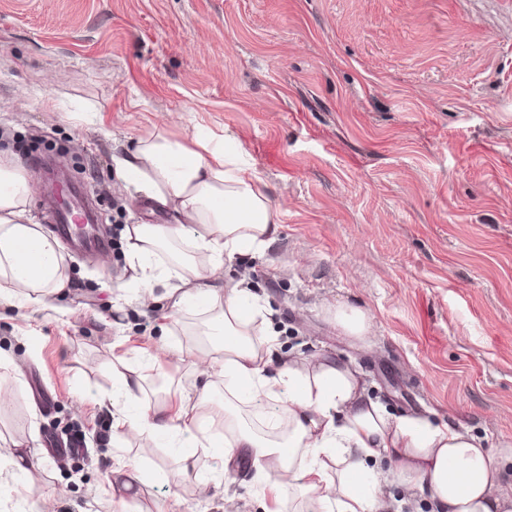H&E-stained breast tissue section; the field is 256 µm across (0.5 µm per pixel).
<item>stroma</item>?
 Instances as JSON below:
<instances>
[{"mask_svg": "<svg viewBox=\"0 0 512 512\" xmlns=\"http://www.w3.org/2000/svg\"><path fill=\"white\" fill-rule=\"evenodd\" d=\"M172 113L230 134L280 207L276 244L224 271L270 302L280 355L341 358L390 413L512 445V0H0V156L35 223L57 162L111 242L65 247L50 306L0 301V512H264L222 447L198 458L203 496L154 435L112 444L113 361L173 406L206 342L209 312L127 285L126 225L171 216L113 158ZM331 304L369 313L365 342ZM161 345L181 360L152 366Z\"/></svg>", "mask_w": 512, "mask_h": 512, "instance_id": "obj_1", "label": "stroma"}]
</instances>
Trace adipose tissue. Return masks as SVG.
I'll list each match as a JSON object with an SVG mask.
<instances>
[{"mask_svg":"<svg viewBox=\"0 0 512 512\" xmlns=\"http://www.w3.org/2000/svg\"><path fill=\"white\" fill-rule=\"evenodd\" d=\"M229 141L156 126L114 159L119 180L176 217L128 228L129 284L165 286L171 312L192 304L210 311L208 333L224 353L226 398L212 406L205 361L201 383L182 392L174 409L146 404L142 374L118 369L112 400L129 413L115 432L166 439L189 473L198 454L212 448L215 427H223L225 449L243 451L256 484L293 487L308 512H376L375 464L383 459L431 512H512V476L499 465L512 448L494 454L463 425L391 415L342 360H283L273 335L254 336L265 307L246 281L224 280L221 270L266 253L281 226L266 184ZM30 195L20 164L0 156V295L17 308L46 305L68 283L58 240L28 216ZM245 393L278 404L277 414L259 426L246 421L235 404Z\"/></svg>","mask_w":512,"mask_h":512,"instance_id":"1","label":"adipose tissue"}]
</instances>
